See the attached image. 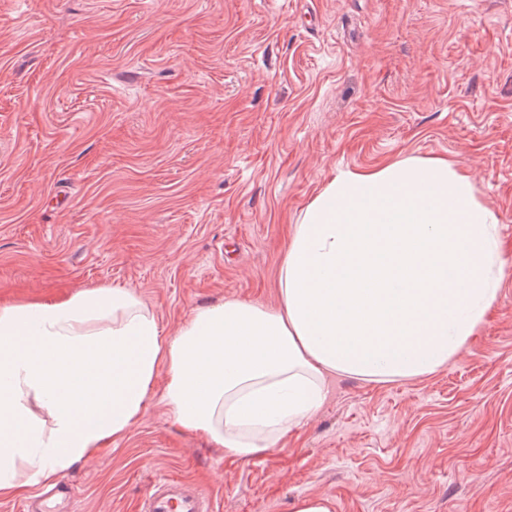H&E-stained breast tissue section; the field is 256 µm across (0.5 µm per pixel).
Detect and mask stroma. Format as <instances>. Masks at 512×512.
I'll return each instance as SVG.
<instances>
[{
  "label": "stroma",
  "mask_w": 512,
  "mask_h": 512,
  "mask_svg": "<svg viewBox=\"0 0 512 512\" xmlns=\"http://www.w3.org/2000/svg\"><path fill=\"white\" fill-rule=\"evenodd\" d=\"M467 172L500 216L487 323L435 374L331 381L239 459L139 422L66 474L78 512H140L157 474L215 512H512V0H0V304L134 290L166 334L278 303L294 224L338 170Z\"/></svg>",
  "instance_id": "obj_1"
}]
</instances>
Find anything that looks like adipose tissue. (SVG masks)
Segmentation results:
<instances>
[{
	"mask_svg": "<svg viewBox=\"0 0 512 512\" xmlns=\"http://www.w3.org/2000/svg\"><path fill=\"white\" fill-rule=\"evenodd\" d=\"M499 224L452 162L406 156L326 181L294 226L277 306L202 307L167 336L124 288L0 305V495L126 435L162 368L172 420L243 459L313 417L334 377L435 373L499 293Z\"/></svg>",
	"mask_w": 512,
	"mask_h": 512,
	"instance_id": "adipose-tissue-1",
	"label": "adipose tissue"
}]
</instances>
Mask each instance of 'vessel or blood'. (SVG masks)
<instances>
[{
	"label": "vessel or blood",
	"instance_id": "vessel-or-blood-1",
	"mask_svg": "<svg viewBox=\"0 0 512 512\" xmlns=\"http://www.w3.org/2000/svg\"><path fill=\"white\" fill-rule=\"evenodd\" d=\"M141 512H213V500L188 480L157 475L146 489Z\"/></svg>",
	"mask_w": 512,
	"mask_h": 512
}]
</instances>
